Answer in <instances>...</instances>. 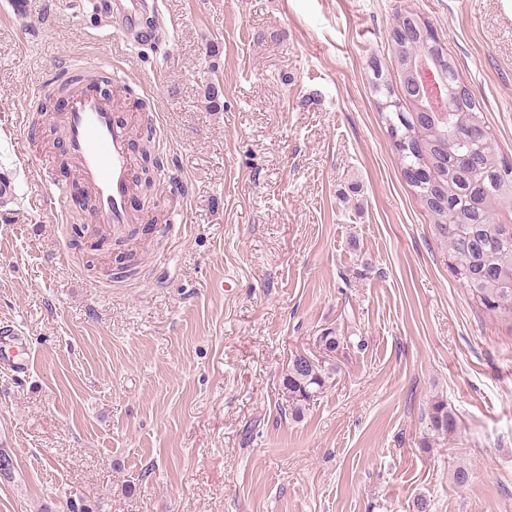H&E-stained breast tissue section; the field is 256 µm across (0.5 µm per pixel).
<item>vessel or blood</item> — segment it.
Instances as JSON below:
<instances>
[{"instance_id":"obj_1","label":"vessel or blood","mask_w":512,"mask_h":512,"mask_svg":"<svg viewBox=\"0 0 512 512\" xmlns=\"http://www.w3.org/2000/svg\"><path fill=\"white\" fill-rule=\"evenodd\" d=\"M111 7L110 23L116 36L140 44L162 39V31L149 32L141 27V19L150 9L147 0H113ZM113 95L86 87L73 91L62 127L66 151L92 198L90 223L120 237L127 235L131 225L138 221L128 206L136 190V167L131 131L117 114ZM27 350L26 342L21 340L8 347L0 345V361L11 360L18 373H27Z\"/></svg>"}]
</instances>
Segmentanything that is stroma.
<instances>
[{"label": "stroma", "instance_id": "35a3bbf8", "mask_svg": "<svg viewBox=\"0 0 512 512\" xmlns=\"http://www.w3.org/2000/svg\"><path fill=\"white\" fill-rule=\"evenodd\" d=\"M161 8L168 40L125 50L94 0H0V328L33 356L0 367V512H512V325L450 273L370 86L417 12L512 159V0ZM107 56L163 167L136 242L94 254L56 216L79 185L60 111L20 132L63 67ZM121 257L135 275L104 276ZM328 328L338 371L294 419L282 376ZM429 415L430 429L434 432L448 433L456 428L457 420L454 413L448 410L447 404L442 401H438L432 405Z\"/></svg>", "mask_w": 512, "mask_h": 512}]
</instances>
